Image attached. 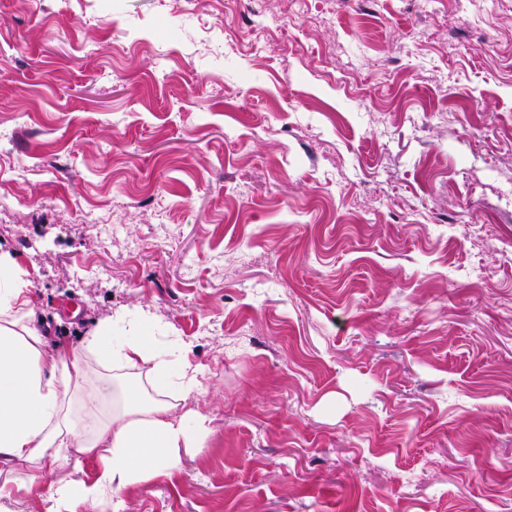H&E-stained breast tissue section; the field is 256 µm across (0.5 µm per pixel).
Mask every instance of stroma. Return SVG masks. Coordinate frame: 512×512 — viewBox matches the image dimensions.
<instances>
[{
	"instance_id": "stroma-1",
	"label": "stroma",
	"mask_w": 512,
	"mask_h": 512,
	"mask_svg": "<svg viewBox=\"0 0 512 512\" xmlns=\"http://www.w3.org/2000/svg\"><path fill=\"white\" fill-rule=\"evenodd\" d=\"M0 0V251L48 347L151 312L212 418L99 512H512V0ZM82 457L0 512H55Z\"/></svg>"
}]
</instances>
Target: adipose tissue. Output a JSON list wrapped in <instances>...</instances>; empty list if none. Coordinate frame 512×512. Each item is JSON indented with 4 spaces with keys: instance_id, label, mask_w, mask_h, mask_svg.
I'll use <instances>...</instances> for the list:
<instances>
[{
    "instance_id": "ef3b65f1",
    "label": "adipose tissue",
    "mask_w": 512,
    "mask_h": 512,
    "mask_svg": "<svg viewBox=\"0 0 512 512\" xmlns=\"http://www.w3.org/2000/svg\"><path fill=\"white\" fill-rule=\"evenodd\" d=\"M31 286L27 271L1 252L0 467L27 464L14 483L30 492L74 454L98 457L94 482L56 489L63 512H94L106 491L152 478L160 461L176 464L178 448L206 437L208 415L176 412L167 399L202 392V372L186 350L159 348L145 311L103 322L82 347L47 349ZM116 325L121 335H113ZM138 369L145 384H125V371Z\"/></svg>"
}]
</instances>
